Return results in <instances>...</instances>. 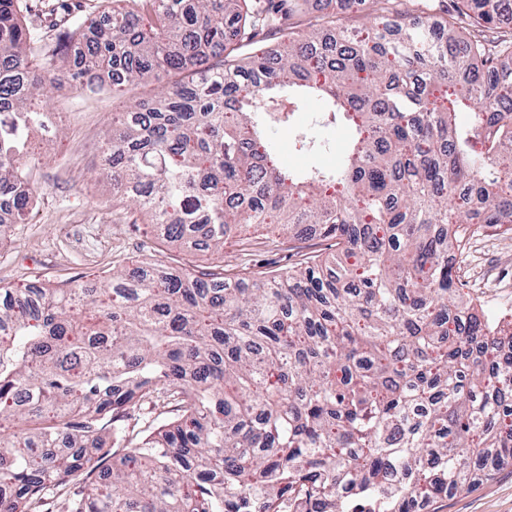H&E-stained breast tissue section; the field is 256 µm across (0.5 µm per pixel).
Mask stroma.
I'll return each instance as SVG.
<instances>
[{
	"mask_svg": "<svg viewBox=\"0 0 512 512\" xmlns=\"http://www.w3.org/2000/svg\"><path fill=\"white\" fill-rule=\"evenodd\" d=\"M66 5L94 11L98 0H27L24 22L35 51L53 48ZM158 85L152 79L130 86L120 100L105 88L78 94L63 90L52 99L33 101L34 109L49 113L53 128L28 135L29 176L39 192L34 208L23 222L9 226L0 246V286H73L140 261L189 270L236 265L238 238L229 239L220 256L190 242H167L136 208L113 202L111 185L93 175L113 113L127 102L153 96ZM246 236L253 243L249 263L260 270L304 263L311 255L331 252L333 245L329 239L298 242L264 230ZM507 251L512 253L511 237L491 232L474 237L457 272L466 292L495 318L512 315V263L502 260ZM420 512H512V463L499 465L474 490L422 504Z\"/></svg>",
	"mask_w": 512,
	"mask_h": 512,
	"instance_id": "1",
	"label": "stroma"
}]
</instances>
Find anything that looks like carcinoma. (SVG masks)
<instances>
[{
  "label": "carcinoma",
  "instance_id": "carcinoma-1",
  "mask_svg": "<svg viewBox=\"0 0 512 512\" xmlns=\"http://www.w3.org/2000/svg\"><path fill=\"white\" fill-rule=\"evenodd\" d=\"M307 2L112 0L67 14L38 59L27 3L0 0L1 206L34 203L33 97L93 70L122 71L114 93L172 74L105 131L112 197L172 243L222 252L245 225L336 247L270 272L114 270L30 302L1 287L0 425L24 428L0 433V512H413L512 460V335L448 261L482 224L512 233V36H483L512 0L409 25L384 19L427 0H372L356 33L336 6L365 0H323L297 30ZM316 127L344 132L340 166L278 160L274 131L315 154ZM147 403L174 418L129 431Z\"/></svg>",
  "mask_w": 512,
  "mask_h": 512
}]
</instances>
